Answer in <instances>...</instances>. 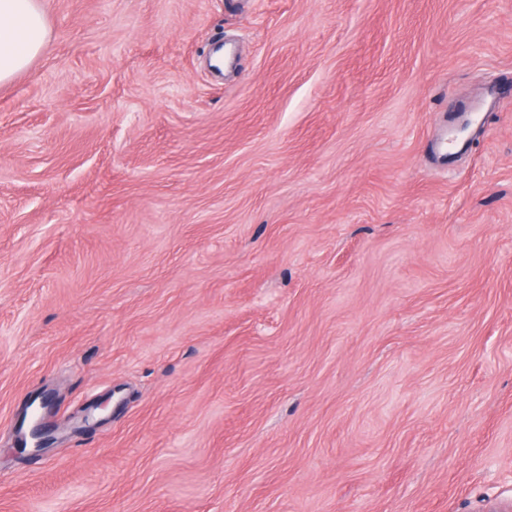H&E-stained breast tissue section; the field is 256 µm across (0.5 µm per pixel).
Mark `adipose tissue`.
I'll use <instances>...</instances> for the list:
<instances>
[{"instance_id": "obj_1", "label": "adipose tissue", "mask_w": 512, "mask_h": 512, "mask_svg": "<svg viewBox=\"0 0 512 512\" xmlns=\"http://www.w3.org/2000/svg\"><path fill=\"white\" fill-rule=\"evenodd\" d=\"M48 39L44 0H0V84L27 69Z\"/></svg>"}]
</instances>
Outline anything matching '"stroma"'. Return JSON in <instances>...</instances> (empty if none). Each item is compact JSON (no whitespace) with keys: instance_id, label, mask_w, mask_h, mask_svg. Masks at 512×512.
<instances>
[{"instance_id":"obj_1","label":"stroma","mask_w":512,"mask_h":512,"mask_svg":"<svg viewBox=\"0 0 512 512\" xmlns=\"http://www.w3.org/2000/svg\"><path fill=\"white\" fill-rule=\"evenodd\" d=\"M46 2L0 512H512V0Z\"/></svg>"}]
</instances>
